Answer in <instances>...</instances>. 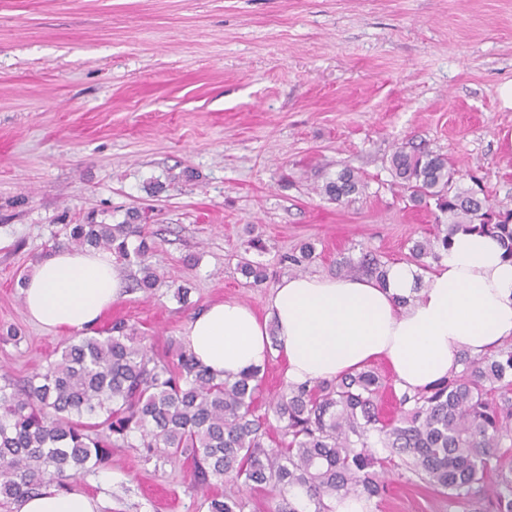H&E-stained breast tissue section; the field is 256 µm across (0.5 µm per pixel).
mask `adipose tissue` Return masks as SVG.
Returning a JSON list of instances; mask_svg holds the SVG:
<instances>
[{"mask_svg":"<svg viewBox=\"0 0 512 512\" xmlns=\"http://www.w3.org/2000/svg\"><path fill=\"white\" fill-rule=\"evenodd\" d=\"M124 291L111 253L66 248L36 264L22 288L30 320L73 333L94 327ZM181 336L220 378L264 366L276 351L289 383L313 385L382 361L412 393L458 372L460 351L490 353L512 340V260L496 239L460 231L431 270L396 262L382 283L286 276L268 317L224 300L196 314ZM107 498L50 484L20 498L16 512H101Z\"/></svg>","mask_w":512,"mask_h":512,"instance_id":"adipose-tissue-1","label":"adipose tissue"}]
</instances>
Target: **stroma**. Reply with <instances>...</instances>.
<instances>
[{
	"instance_id": "35a3bbf8",
	"label": "stroma",
	"mask_w": 512,
	"mask_h": 512,
	"mask_svg": "<svg viewBox=\"0 0 512 512\" xmlns=\"http://www.w3.org/2000/svg\"><path fill=\"white\" fill-rule=\"evenodd\" d=\"M506 84L512 0H0V376L46 367L69 338L29 320L20 284L70 224L147 214L161 283L127 288L96 328L124 321L161 356L210 303L267 315L292 273L279 256L303 244L310 275L368 251L407 260L437 212L397 183V147L443 155L512 210ZM346 167L360 194L317 193ZM243 253L266 266L262 284L237 271ZM192 472L120 446L76 485L110 481L107 512H207L230 485L194 487ZM383 481L371 512H495L395 469Z\"/></svg>"
}]
</instances>
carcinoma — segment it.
I'll return each mask as SVG.
<instances>
[{
	"label": "carcinoma",
	"instance_id": "carcinoma-1",
	"mask_svg": "<svg viewBox=\"0 0 512 512\" xmlns=\"http://www.w3.org/2000/svg\"><path fill=\"white\" fill-rule=\"evenodd\" d=\"M391 164L415 205L435 204L448 223L413 242L410 256L425 270L460 230L496 237L512 258V210L496 212L479 192L458 187L457 170L432 151L397 149ZM350 168L317 187L337 202L361 192ZM142 217L123 224H70L68 245L112 253L137 264L136 287L152 292L159 281L144 263ZM315 248L284 257L300 268ZM387 262L372 253L344 259L337 274L362 271L385 279ZM253 284L266 267L246 256L237 263ZM173 362L149 354L119 322L68 343L60 358L26 384H0V495L19 499L46 483L67 490L83 474L103 467L123 445L186 456L196 487L210 481L255 485L279 498L275 512H332L337 497L380 495L376 469L403 468L451 499L487 494L497 512H512V470L490 478L491 459L512 452V343L492 354L463 353V369L414 394L395 396L396 414L377 405L387 382L360 369L312 386L285 385L257 413L262 369L235 380L216 378L178 346ZM231 494L208 498V512H241Z\"/></svg>",
	"mask_w": 512,
	"mask_h": 512
}]
</instances>
